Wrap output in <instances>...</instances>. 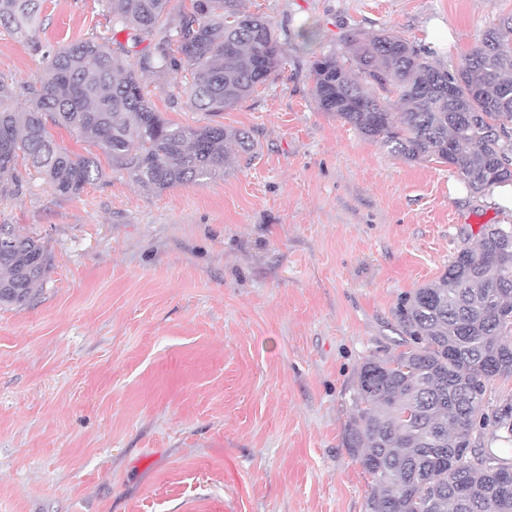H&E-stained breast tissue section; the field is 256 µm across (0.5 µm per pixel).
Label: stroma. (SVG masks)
<instances>
[{"label": "stroma", "instance_id": "obj_1", "mask_svg": "<svg viewBox=\"0 0 512 512\" xmlns=\"http://www.w3.org/2000/svg\"><path fill=\"white\" fill-rule=\"evenodd\" d=\"M287 62L219 118L252 158L146 190L113 171L77 196L22 171L0 224L42 238L36 300L0 306V512H366L374 487L344 444L364 360L393 308L512 211L448 165L390 156L322 112L311 64L387 30L454 69L512 0H242ZM58 47L103 31L99 0H44ZM42 58L0 27V76ZM183 75L149 79L165 118L210 123Z\"/></svg>", "mask_w": 512, "mask_h": 512}]
</instances>
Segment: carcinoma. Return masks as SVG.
<instances>
[{
  "instance_id": "1",
  "label": "carcinoma",
  "mask_w": 512,
  "mask_h": 512,
  "mask_svg": "<svg viewBox=\"0 0 512 512\" xmlns=\"http://www.w3.org/2000/svg\"><path fill=\"white\" fill-rule=\"evenodd\" d=\"M101 2L111 14L108 33L43 53L34 82L0 78V197L20 190L19 158L61 195L100 179L97 161L57 145L50 123L157 192L222 176L231 157L253 151L246 130L167 120L145 78L186 72L190 106L219 115L285 64L269 18L241 10L240 0H192L176 14L170 0ZM40 7V0H0V26L39 50ZM345 54L366 83L334 52L316 59L321 111L393 156L448 164L474 196L512 185V169L501 165L512 161V16L453 71L433 62L432 47L391 33L353 36ZM19 96L28 106L11 108ZM510 238L511 224L484 225L439 281L399 297L393 349L362 364L344 440L374 481L367 512H512V482L502 478L503 466H512V409L489 416L483 405L490 381L512 376ZM50 269L40 238L0 224L1 305H29Z\"/></svg>"
}]
</instances>
